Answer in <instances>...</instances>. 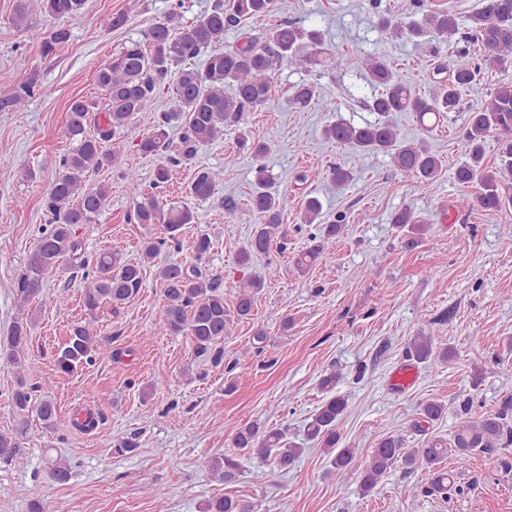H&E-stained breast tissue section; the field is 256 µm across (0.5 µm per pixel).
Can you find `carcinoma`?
I'll return each mask as SVG.
<instances>
[{
	"instance_id": "cac0c4a2",
	"label": "carcinoma",
	"mask_w": 512,
	"mask_h": 512,
	"mask_svg": "<svg viewBox=\"0 0 512 512\" xmlns=\"http://www.w3.org/2000/svg\"><path fill=\"white\" fill-rule=\"evenodd\" d=\"M273 0H219L211 13L196 22L180 23L181 3L170 4L164 19L151 24L143 40H131L112 56L96 73L97 85L108 99L104 117L94 118L90 105L81 98L71 101L68 108L66 136L70 147L59 161L58 175L43 197V208L51 216L50 224L42 229L30 252L23 271L15 281V294L25 305L44 288L45 278L60 263L68 260L83 270L86 280L83 305L87 315L94 316L101 305L108 303L112 310L127 304L143 286L144 266L155 262L163 246L179 242L181 229L195 221L193 211L186 206L164 208L154 194L144 192L137 172L122 173L129 195L135 201V220L139 224H160L165 235L145 239L141 244V259L128 262L123 259L124 246L113 243L99 253L87 270L82 241L77 235L80 224H89L104 211L109 188L103 184L89 185V175L105 165L117 162L107 143L115 137L128 136L131 120L139 114L155 111L158 98L169 93L174 101L167 112L154 116L152 132L135 143L142 155H158V164L152 186L164 188L171 180L175 167L187 166L199 150L224 136V128L240 123L244 113L267 105L271 99L274 78L282 65L301 72L317 67L344 71L352 63V55L318 51L306 52L309 44L320 43V34L307 30L291 20H281L260 37H248L231 49H219L224 44V33L249 19L266 16L272 11ZM85 0H17L12 21L21 26L38 10L56 24L41 41V54L49 56L70 38L69 22L82 15ZM414 7L423 13L422 21L405 24L390 16L380 19L385 34L405 37L417 46L436 39H446L456 45L479 44L483 54L476 59L470 51L456 49L448 64L440 65L434 88L426 96H418L402 82L390 63L380 57L364 59L369 81L383 91L368 104L376 118L355 125L342 118L325 126L324 135L336 144L362 154H384L404 175L416 180L426 190L436 180L443 161L432 152L423 139L407 141L400 133L396 116L400 112L413 113L420 125L432 131V122H440L448 113L458 109L459 88L477 82L484 68H507L512 65V0H481V7L467 18L461 27L455 14L444 10L425 9L424 0H414ZM212 48L200 68L186 66L202 50ZM46 92L36 73L14 88L13 93L0 97V111L9 110ZM316 93L309 82L293 87L291 101L307 106ZM180 125L183 135L179 143L170 146L167 128ZM497 138L496 161H484V146L488 138ZM468 160L455 172V181L475 189L462 198L461 205H478L486 210L500 211L512 207V84L496 88L481 105L468 116L464 130ZM216 174L208 168L195 171L188 184L192 197L206 201L212 197ZM251 206L260 214L257 225L246 247L239 253L238 262L244 266L257 255L270 253L275 247L287 249L288 227L281 223L284 197L275 188L266 168L255 167V188ZM302 222L315 227L310 233L308 247L293 258L300 273L308 271L324 254L325 244L344 229L346 215L337 213L324 221L323 204L317 197H307L301 211ZM391 223L403 232L401 243L412 250L423 242L428 225L419 224L409 208L399 210ZM211 239L207 234L196 238L194 265L165 264L156 275L163 288L165 304L156 323L161 334L192 337L194 355L218 366L224 361L221 347L229 332L231 314L237 319L251 316L255 297L265 286V277L254 275L241 287L235 311L224 306L222 280H205L197 266L210 252ZM32 319L16 318L0 336V362L21 365L27 346ZM451 346L434 349L432 337L417 334L410 343L407 357L419 363L453 358ZM114 353L107 340L93 331L88 322L78 321L70 326L69 334L55 351L53 370L60 375H71L83 365L97 359H110ZM340 375L329 372L320 380L326 397L305 426L307 439L316 442L325 455L331 471L347 482L358 480L362 494L376 489L382 479L397 465L408 472L430 473V481L403 486L404 497L417 501L421 498L448 496V471L443 467L446 458L454 457L464 467L477 452L491 453L497 448L512 446V394L502 398L499 407L478 416L474 396L469 394L447 405L439 400H428L419 407L415 431L427 436L425 447L407 448L404 439L395 436L381 438L371 452L368 464L358 467V449L341 445L337 429L347 408L344 396L336 394ZM11 404L21 416L36 413L49 428L60 426L56 402L49 396L37 397L34 387L25 378L18 377L11 393ZM455 418L452 439L447 441L428 435L434 423L447 413ZM0 432V461L18 462L19 433ZM233 447L239 454H215L207 458L204 468L210 475L229 486L242 476L241 459L252 456L279 472H288L303 453L298 443L288 438V429H266L257 423L244 424L235 429ZM202 512H256L255 504L232 496L213 497L206 501Z\"/></svg>"
}]
</instances>
